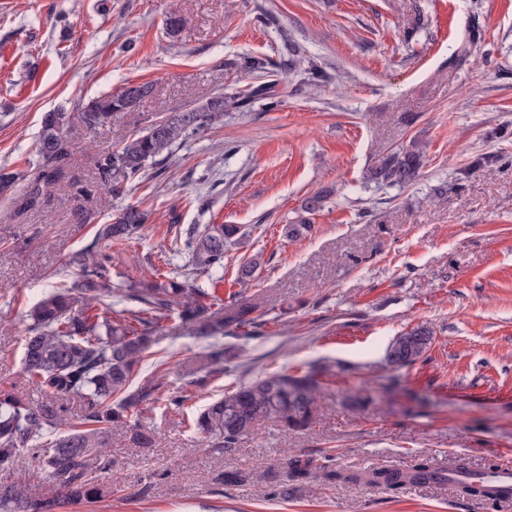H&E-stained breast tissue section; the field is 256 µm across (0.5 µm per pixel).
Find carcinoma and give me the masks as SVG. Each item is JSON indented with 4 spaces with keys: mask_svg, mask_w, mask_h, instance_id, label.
<instances>
[{
    "mask_svg": "<svg viewBox=\"0 0 512 512\" xmlns=\"http://www.w3.org/2000/svg\"><path fill=\"white\" fill-rule=\"evenodd\" d=\"M277 80L264 82L238 100L247 105L254 97L273 95ZM153 92V84H126L114 94L93 97L75 112L53 110L42 117L36 152L41 170L31 181L25 204L34 207L50 195V189L75 162L65 131L75 124L95 129L121 112H132ZM224 117V97L216 96L183 112H175L145 130L127 138L119 146L99 151L95 157V178L85 185L76 184L82 196L107 192L114 197L140 181L148 162L172 154L179 140L210 126ZM422 155L414 148L387 155L369 170V180L381 184H405L413 180L421 167ZM21 174L0 169V197L11 195ZM325 196L314 194L302 202L297 219L285 225L284 233L298 237L311 229V216L324 207ZM145 214L136 207L116 209L109 223L101 225L93 241L79 254L82 279L77 284L82 307L74 312L76 298L72 289L54 290L29 311L31 324L24 338L22 371L45 393L46 399L33 405L11 391H0V467L18 466L31 456L51 479L38 497L18 483L0 484V512H59L75 501H93L103 497V489L86 475L88 457L110 447L112 429L127 424L128 417L153 400L154 384L132 388L140 374L143 354L151 343V333L174 309L186 321L201 326L205 336L224 333V323L209 320L214 305L212 294L194 284L189 275L182 277L153 269L150 276L124 290L126 300L138 309L112 312L100 310L101 292L107 288L109 255L102 247L122 245L134 238ZM244 237L239 224H206L193 231L185 243L192 269L219 279L224 277V254ZM261 266L260 258L247 260L237 271V280L245 284ZM254 307L238 304L225 317V323L239 327L253 323ZM426 336L428 341L414 337ZM433 339V331L416 327L398 337L387 351V363L395 370L421 358ZM317 384L308 376L272 373L224 392L192 419V427L208 447L234 456L243 440L259 422L277 419L287 430L310 426L315 415ZM79 400L80 421L68 432L59 433L66 421L64 401ZM312 460L293 456L288 466L294 477L308 474ZM468 474L465 464L455 459L446 466L420 457L405 467H382L363 473L336 475V479L354 485L366 483L392 492L407 485L441 483L448 470ZM462 497L475 502L495 498L490 486L468 479L454 481Z\"/></svg>",
    "mask_w": 512,
    "mask_h": 512,
    "instance_id": "obj_1",
    "label": "carcinoma"
}]
</instances>
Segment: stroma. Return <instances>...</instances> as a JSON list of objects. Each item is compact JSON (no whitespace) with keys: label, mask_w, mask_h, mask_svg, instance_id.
<instances>
[{"label":"stroma","mask_w":512,"mask_h":512,"mask_svg":"<svg viewBox=\"0 0 512 512\" xmlns=\"http://www.w3.org/2000/svg\"><path fill=\"white\" fill-rule=\"evenodd\" d=\"M172 12L185 20L174 41ZM301 54L322 81L305 82ZM249 56L278 65L274 99L225 108L119 198L75 195L100 149L256 86ZM144 82L154 92L136 111L71 128L74 166L47 205L22 209L43 113ZM415 142L425 158L414 181L367 180ZM0 169L20 175L0 198V388L35 405L43 394L21 365L28 312L78 279L77 257L113 208L147 215L111 250L103 301L117 310L119 290L162 265L214 288L173 247L194 225L247 231L224 257L225 301L210 315L222 320L238 299L253 324L205 337L169 312L141 363L156 378L152 401L87 461L104 498L64 512H512L448 482L391 493L333 478L420 456L472 471L512 464V0H0ZM318 192L326 202L311 231L286 237ZM254 256L255 279L238 284ZM421 324L434 331L430 349L388 367L389 343ZM218 348L224 371L211 376ZM283 370L319 383L309 428L265 420L227 458L188 427L225 390ZM186 389L193 398L175 415L168 401ZM356 394L364 404L346 406ZM137 428L152 447L134 444ZM294 454L313 464L283 500Z\"/></svg>","instance_id":"35a3bbf8"}]
</instances>
